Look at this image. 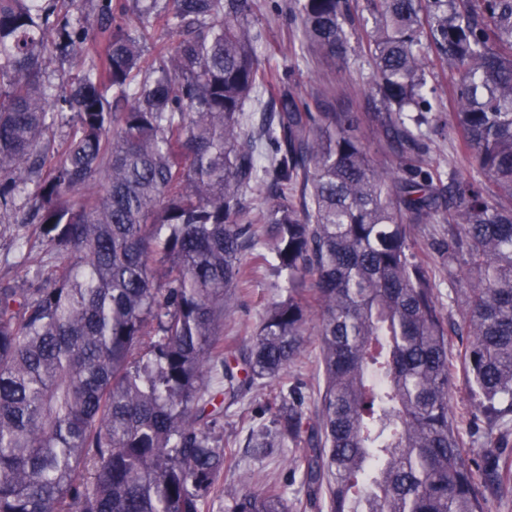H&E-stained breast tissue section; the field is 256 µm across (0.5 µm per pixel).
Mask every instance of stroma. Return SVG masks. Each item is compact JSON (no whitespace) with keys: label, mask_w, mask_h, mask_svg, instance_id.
Wrapping results in <instances>:
<instances>
[{"label":"stroma","mask_w":512,"mask_h":512,"mask_svg":"<svg viewBox=\"0 0 512 512\" xmlns=\"http://www.w3.org/2000/svg\"><path fill=\"white\" fill-rule=\"evenodd\" d=\"M294 27L279 20L269 25L267 40L258 47L262 62L277 69L286 82L298 86L303 92L322 95L327 84H334L337 94L332 99L336 110L360 113L363 123L361 132L372 154L383 156L389 162H396L397 156L388 142L374 133L368 119L374 110L370 98L372 69L359 50L349 52L345 61L337 63L334 72L324 71L320 63L310 55L297 57L283 56L276 50L282 40L292 36ZM104 40L98 30H90L89 37L79 56L62 59L47 55L45 72L56 89L62 90L76 81L82 73L85 58L96 55L103 47ZM431 151L423 165L441 172L455 168L462 177L473 175L474 169L458 158V141L452 129L445 128L431 135ZM448 238V226L442 222L416 225L409 241L410 249L424 262L431 278L434 292L448 319L449 338L452 348L450 359H457L470 340L463 320L468 295V284L459 267L448 264L441 243ZM46 246L31 224H0V280H7L36 293L44 287L51 273L50 264H43L41 270L31 268L27 255H44ZM278 279L265 268L259 269L250 284L239 289L234 296L231 309L233 315L224 324V343L232 352L246 349L268 306L280 295ZM319 351L315 345H308L305 355L291 364L280 380L251 388L234 404L225 405L224 416L217 428L223 434L238 464L225 468L219 480L220 492L215 493L207 505L208 512H224V489L238 490L245 483L260 488L266 482H276L288 502L304 500L306 489L299 475L294 474L288 463L289 448H276L270 454L253 452L248 446V435L252 427L266 423L273 417L280 402L282 391L289 387L301 386L305 396L303 410L313 415L319 389L323 380L318 375ZM451 412L457 421L463 437V455L468 462L483 463V450L494 441L495 435L488 429L486 421H473V406L463 378L454 381L451 398Z\"/></svg>","instance_id":"1"}]
</instances>
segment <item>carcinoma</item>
Returning <instances> with one entry per match:
<instances>
[{
    "mask_svg": "<svg viewBox=\"0 0 512 512\" xmlns=\"http://www.w3.org/2000/svg\"><path fill=\"white\" fill-rule=\"evenodd\" d=\"M73 2L0 0V224L6 196L36 183L19 223L53 260L36 296L0 283V512H205L233 462L212 432L215 393L280 377L312 340L315 419L293 386L250 434L258 453L299 447L295 508L488 512L512 459L473 468L461 455L447 323L409 239L448 224V263L470 280L461 371L476 411L511 413L512 0H96L104 54L56 94L47 49L73 56L90 31ZM265 9L330 67L351 40L364 49L398 165L371 154L358 113L262 64ZM152 20L177 40L149 57ZM428 68L441 84L459 74V150L477 165L446 186L421 165L428 132L448 125ZM250 106L271 110L255 133ZM68 112L45 174L50 126ZM268 259L287 294L230 358V302ZM224 512L288 508L269 485L224 491Z\"/></svg>",
    "mask_w": 512,
    "mask_h": 512,
    "instance_id": "1",
    "label": "carcinoma"
}]
</instances>
